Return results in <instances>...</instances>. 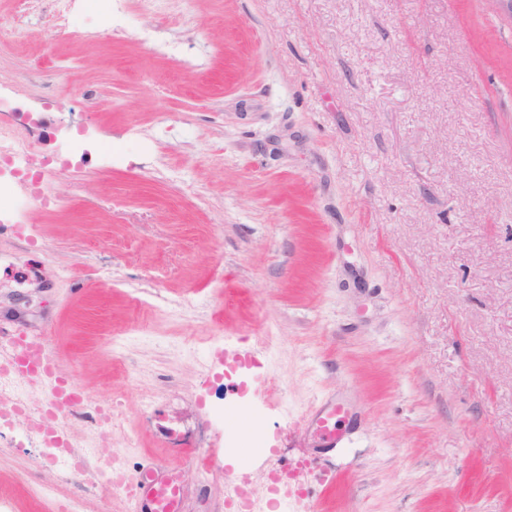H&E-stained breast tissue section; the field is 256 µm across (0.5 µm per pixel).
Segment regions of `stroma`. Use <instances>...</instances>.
I'll use <instances>...</instances> for the list:
<instances>
[{
    "mask_svg": "<svg viewBox=\"0 0 512 512\" xmlns=\"http://www.w3.org/2000/svg\"><path fill=\"white\" fill-rule=\"evenodd\" d=\"M14 4L0 121L34 156L0 169L47 203L0 220V348L49 337L88 403H121L129 477L186 472L182 512H224L256 434L275 466L311 461L318 512H512V19L492 0H119L92 48L47 39L46 0L12 39ZM331 398L333 449L308 425ZM33 454L0 440L14 512L23 478L75 490Z\"/></svg>",
    "mask_w": 512,
    "mask_h": 512,
    "instance_id": "1",
    "label": "stroma"
}]
</instances>
